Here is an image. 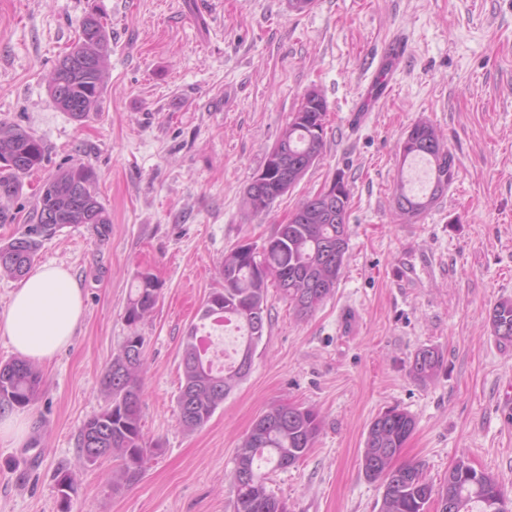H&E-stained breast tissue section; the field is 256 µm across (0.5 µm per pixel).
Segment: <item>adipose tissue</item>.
I'll list each match as a JSON object with an SVG mask.
<instances>
[{"instance_id": "obj_1", "label": "adipose tissue", "mask_w": 512, "mask_h": 512, "mask_svg": "<svg viewBox=\"0 0 512 512\" xmlns=\"http://www.w3.org/2000/svg\"><path fill=\"white\" fill-rule=\"evenodd\" d=\"M82 316V294L69 271L42 266L22 279L0 312V335L20 357L45 363L69 344Z\"/></svg>"}]
</instances>
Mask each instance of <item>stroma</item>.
<instances>
[{"label": "stroma", "mask_w": 512, "mask_h": 512, "mask_svg": "<svg viewBox=\"0 0 512 512\" xmlns=\"http://www.w3.org/2000/svg\"><path fill=\"white\" fill-rule=\"evenodd\" d=\"M97 13L110 36L98 106L77 121L54 103L47 75ZM401 35L409 56L366 122L349 114L372 58ZM328 104L321 160L268 212L244 192L305 93ZM456 158L447 191L413 224L392 193L412 177L398 144L418 117ZM0 122L39 138L46 157L24 176L0 242L20 236L40 188L75 162L97 173L112 231L71 224L43 241L36 265H61L84 314L67 348L40 371L22 444L0 445V512H60L55 475L78 473L70 512H235L236 449L271 404L318 410L321 432L269 483L288 512H378L383 489L360 465L370 422L391 408L415 421L401 461L441 484L461 459L512 496V345L488 313L512 298V0H0ZM343 172L349 248L334 294L297 318L277 289L252 369L201 429L179 423L182 345L224 282L225 251L262 246L298 202ZM160 285L144 337V470L114 485L110 458L83 467L78 432L103 405L105 370L130 332L137 273ZM436 348L437 376L411 373ZM440 364L439 351L433 347H423L416 351L411 371L416 379L427 381L436 376Z\"/></svg>", "instance_id": "stroma-1"}]
</instances>
